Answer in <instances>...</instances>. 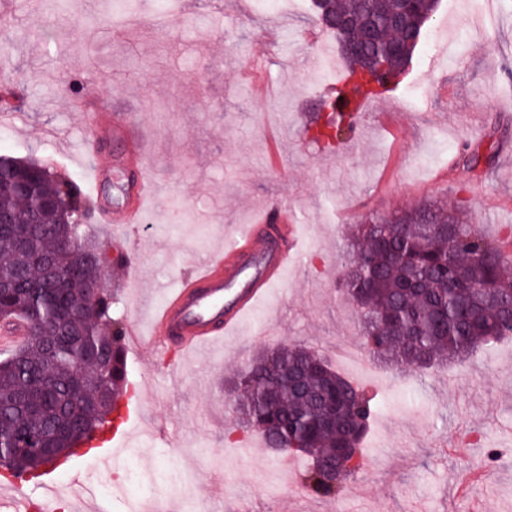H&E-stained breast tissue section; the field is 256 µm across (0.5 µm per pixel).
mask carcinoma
Returning <instances> with one entry per match:
<instances>
[{
	"label": "carcinoma",
	"mask_w": 512,
	"mask_h": 512,
	"mask_svg": "<svg viewBox=\"0 0 512 512\" xmlns=\"http://www.w3.org/2000/svg\"><path fill=\"white\" fill-rule=\"evenodd\" d=\"M438 0H423L415 14L403 0H328L320 19L349 25L347 74L380 63L403 75ZM340 120L333 113L314 124L311 137L331 143ZM60 179L38 171L32 160L0 155V211L16 217L20 233L0 229V317L28 323L27 338L0 362V448L10 449L8 471L18 478L50 460L25 446L50 442L68 448L110 422L127 392L124 328L112 320V292L100 286L104 269L92 252L80 261L61 248L80 249L79 226L42 207L58 194ZM349 259L340 292L362 309L366 353L406 371L464 361L512 336V270L495 241L478 232L466 214L423 203L348 228ZM36 255L55 262V284ZM45 374L55 392L37 382ZM242 427L267 447L299 444L310 461L302 481L309 494L336 496L365 464L363 444L377 412L373 397L331 369L304 345L276 344L252 357L245 372L225 381ZM360 445L355 463L341 467L331 487L318 462L338 448Z\"/></svg>",
	"instance_id": "carcinoma-1"
}]
</instances>
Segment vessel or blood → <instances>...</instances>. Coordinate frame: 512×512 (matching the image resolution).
I'll return each instance as SVG.
<instances>
[{"label":"vessel or blood","mask_w":512,"mask_h":512,"mask_svg":"<svg viewBox=\"0 0 512 512\" xmlns=\"http://www.w3.org/2000/svg\"><path fill=\"white\" fill-rule=\"evenodd\" d=\"M70 104L91 131L87 152L93 158L92 185H99L114 167L137 173L124 202L103 204V222L120 226L140 223L147 203L159 189L138 162L142 139L131 114L105 111L85 96L71 98ZM104 138L123 141L126 154L108 164L97 162L98 143ZM298 252L297 230L291 216L284 210L264 209L253 223L241 225L226 240L222 251L172 288L153 312L149 333H141L137 322H129L126 342L152 346L161 354L173 348L188 354L234 334L245 316L297 263Z\"/></svg>","instance_id":"vessel-or-blood-1"}]
</instances>
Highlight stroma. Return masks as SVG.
Returning <instances> with one entry per match:
<instances>
[{
    "label": "stroma",
    "instance_id": "35a3bbf8",
    "mask_svg": "<svg viewBox=\"0 0 512 512\" xmlns=\"http://www.w3.org/2000/svg\"><path fill=\"white\" fill-rule=\"evenodd\" d=\"M119 0H68L64 11L34 17L24 0H0V90L14 89V121L0 122V154L33 159L83 184L89 131L69 106L73 96L131 113L160 195L141 223L124 228L91 220L93 241L121 245L136 270L108 278L123 303L113 316L137 318L163 303L169 288L224 246V227L245 224L263 207L288 208L305 247L300 268L281 281L238 334L172 366L151 347L127 350L132 390H146L128 438L100 458L91 452L61 470L119 485L129 459L142 471L168 473L164 498L181 512L206 503L233 512H465L454 475L460 460L441 452L438 435L458 421L472 441L469 463L484 467L488 449L512 440V355L478 354L465 368L426 375L378 369V402L359 491L318 498L291 490L281 453L252 448L220 382L269 344L300 343L335 360L360 347L356 307L336 286L345 230L436 202L465 211L497 240L512 237V0H494L481 33L445 64L419 46L391 98L377 100L335 145L311 141L306 127L346 67L340 45L323 33L312 0L296 13L256 9L254 0H133L115 26ZM319 31L334 69L312 78ZM389 113L382 129L378 113ZM480 157L464 166L463 150ZM483 187L482 201L472 191ZM475 497L484 512H512V461L494 466Z\"/></svg>",
    "mask_w": 512,
    "mask_h": 512
}]
</instances>
